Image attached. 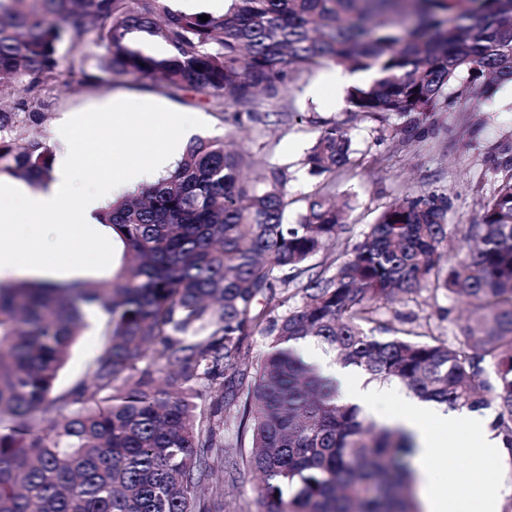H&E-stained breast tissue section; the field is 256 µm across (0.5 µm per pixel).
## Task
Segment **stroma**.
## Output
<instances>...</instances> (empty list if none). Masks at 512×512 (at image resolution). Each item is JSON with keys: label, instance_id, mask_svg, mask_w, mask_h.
Here are the masks:
<instances>
[{"label": "stroma", "instance_id": "35a3bbf8", "mask_svg": "<svg viewBox=\"0 0 512 512\" xmlns=\"http://www.w3.org/2000/svg\"><path fill=\"white\" fill-rule=\"evenodd\" d=\"M325 69L300 73L277 100L258 99L255 109L267 114L266 122L236 123L234 107L224 113L205 104H189L150 87L108 79L96 88L72 84L60 86L47 120L29 128V135L51 141L55 129L69 116L93 112L113 97L125 96L163 110L200 116L208 137L233 135L253 161L252 175L265 173L274 163L288 170L287 190L298 199L327 187L333 193H352L355 208L347 229L336 243L318 254L314 262L334 268L357 242L368 224L387 204L409 193L435 192L448 196V249L450 255L467 250L468 225L478 223L482 207L499 182L512 175V168L499 164L498 152L512 145V85L453 100L447 111L427 116L430 132L425 139L409 140L400 132L405 118L350 111L346 87L323 89ZM336 122L349 127L355 141L351 164L321 176L311 175L305 156L323 125ZM381 315L394 329L462 339L467 325L464 303L442 292L421 290L405 301L382 306ZM104 318H96L80 336L64 369L60 389L89 379L90 363L103 342ZM448 467L462 474L481 473L503 488L500 512H512V458L502 463L449 456ZM260 478L244 469L224 482V512H257L255 488Z\"/></svg>", "mask_w": 512, "mask_h": 512}]
</instances>
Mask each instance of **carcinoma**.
<instances>
[{"label": "carcinoma", "instance_id": "obj_1", "mask_svg": "<svg viewBox=\"0 0 512 512\" xmlns=\"http://www.w3.org/2000/svg\"><path fill=\"white\" fill-rule=\"evenodd\" d=\"M226 2L203 22L164 0H0V82L26 92L0 106V174L47 185L53 152L25 129L47 119L58 86L95 88L105 74L256 120L258 96L276 99L295 73L369 72L349 106L410 118L409 139L448 107V87L512 84V0ZM352 154L333 122L306 164L334 174ZM248 165L231 136L197 138L166 177L102 214L126 248L111 278L0 283V512H212L215 471L242 467L263 478L258 512H419L410 436L341 402L288 347L299 339L423 400L497 405L491 428L512 448V175L469 225L476 246L462 258L442 251L447 195L408 194L326 276L311 260L345 229L352 198L315 191L290 224L284 170L251 183ZM301 277L302 305L276 313L279 288ZM423 289L467 299L464 340L389 335L381 305ZM89 305L106 341L90 381L59 392ZM256 334L271 348L251 377Z\"/></svg>", "mask_w": 512, "mask_h": 512}]
</instances>
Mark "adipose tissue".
Masks as SVG:
<instances>
[{
  "instance_id": "obj_1",
  "label": "adipose tissue",
  "mask_w": 512,
  "mask_h": 512,
  "mask_svg": "<svg viewBox=\"0 0 512 512\" xmlns=\"http://www.w3.org/2000/svg\"><path fill=\"white\" fill-rule=\"evenodd\" d=\"M127 130L121 141L102 136V122ZM192 120L176 112H150L141 103L113 99L98 112H83L60 125L54 135L57 144L53 178L45 189L31 192L18 181L0 177V278L19 273L47 277L58 272L82 268L87 244H94V261L112 265L114 240L95 215L119 197L156 182L173 170L184 152ZM81 128L83 137L93 140L96 152L92 163L96 176L88 187H81L74 154L81 139L73 136ZM302 354L323 375L336 379L344 401L371 411L379 391L363 377L331 363L311 345ZM386 393L396 404L386 415L388 424L405 428L416 437L418 475L422 484L425 512H470L465 490L450 495L437 488L428 465L439 449L451 447L453 453L479 455L489 462L507 457L501 436L493 432L486 419L470 413L448 410L446 405L407 397L398 387ZM458 432L456 445L448 435Z\"/></svg>"
}]
</instances>
